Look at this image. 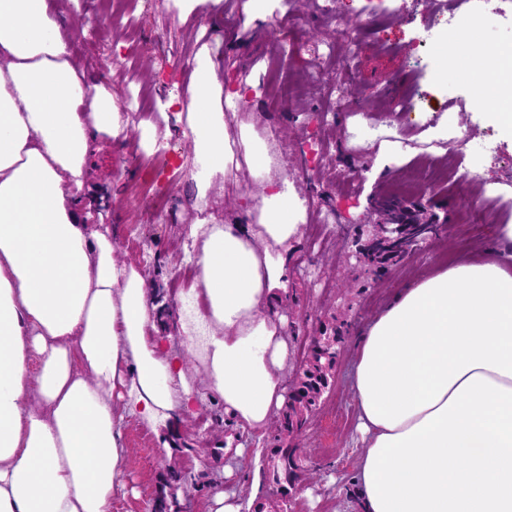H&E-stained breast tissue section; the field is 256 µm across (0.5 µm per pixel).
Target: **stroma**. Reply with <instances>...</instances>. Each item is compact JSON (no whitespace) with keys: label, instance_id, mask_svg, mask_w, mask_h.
<instances>
[{"label":"stroma","instance_id":"35a3bbf8","mask_svg":"<svg viewBox=\"0 0 512 512\" xmlns=\"http://www.w3.org/2000/svg\"><path fill=\"white\" fill-rule=\"evenodd\" d=\"M501 15L481 14L478 39L484 45H512V0H494ZM243 0H226L224 14L211 28L198 19L179 21L171 0H136L130 20L106 22L101 0H71L69 17L74 52L88 74L111 86L131 125L147 113L158 112L161 102L182 95L198 48L196 34L205 30L207 41H219L222 66L241 69L260 86L268 84V62L276 60L281 76L310 78L307 65L315 61L329 69L331 85L306 86L300 101L282 100L270 107L267 96L251 99L246 109L273 135L280 165L288 171L299 195L313 214L335 212L334 231L319 246L302 239L291 256L292 286L288 303L294 313L289 328L295 352L284 380L294 383L298 352L309 349L326 332L341 330L331 385L317 410L300 430L297 443L307 474L291 489L290 512H360L354 482L356 458L355 402L349 374L362 326L394 298L399 288L435 264L476 259L491 244L494 227L512 223V143L500 139L477 103L471 80L476 66L459 62L445 70L431 43L448 32L446 0H334L323 11L322 0H278L266 20L256 21L243 10ZM335 53H328V46ZM409 111H402V104ZM432 112L449 125L466 128L469 147L448 150L441 156L414 157L382 174L375 183H361L357 172L373 160V143L384 139L391 127L414 134L413 115ZM368 125L354 127L357 114ZM318 129L323 163L313 161L309 140ZM168 166L156 188L169 203L154 213L149 200L137 208L126 203L138 182L148 155L137 138L114 141L95 155L91 223L108 227L122 261L143 266L156 285L162 304L158 320L176 349L185 337L168 306L179 289L171 275L184 255L185 229L195 216L196 188L188 178L192 145L181 132H173L164 151ZM480 166L483 179L458 189L446 179L448 172ZM437 170L440 180L420 190L432 201L443 225L425 251L391 266L346 267L345 253L356 250L361 226L370 219L369 196L392 197L413 170ZM500 183L502 195L487 199L483 185ZM198 390L206 388L201 370L192 369ZM223 431L227 440L242 445L232 465L213 458L202 440L208 429ZM128 472L138 496L118 501L114 512H144L161 494L174 465H182L191 503L216 490L236 493L251 504L277 499L266 479L267 460L278 447L275 427L255 438L237 427L223 403L206 395L197 417L173 422L167 431L172 444L162 452L155 438L128 422ZM232 478H225V468Z\"/></svg>","mask_w":512,"mask_h":512}]
</instances>
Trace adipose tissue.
<instances>
[{"label":"adipose tissue","mask_w":512,"mask_h":512,"mask_svg":"<svg viewBox=\"0 0 512 512\" xmlns=\"http://www.w3.org/2000/svg\"><path fill=\"white\" fill-rule=\"evenodd\" d=\"M220 70L201 44L178 103L199 216L175 353L144 269L117 260L84 204L91 155L129 121L88 81L63 0H0V512H112L128 494L126 419L166 449L172 420L196 415L188 360L242 431L263 437L285 403L282 309L307 206L236 110L256 84ZM416 120L432 153L465 138ZM217 184L236 191L220 224L203 216ZM350 386L360 512H512V224L482 259L401 288L360 331Z\"/></svg>","instance_id":"1"}]
</instances>
